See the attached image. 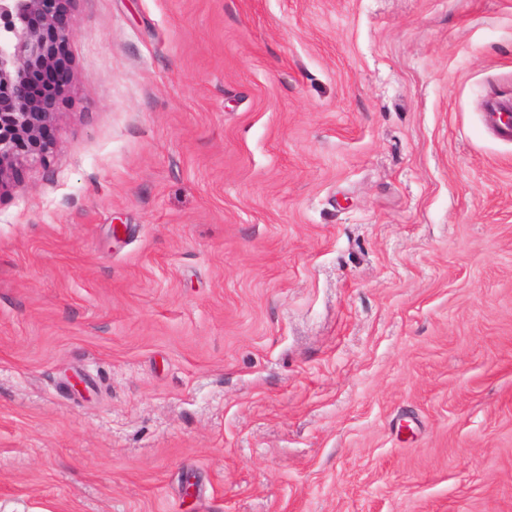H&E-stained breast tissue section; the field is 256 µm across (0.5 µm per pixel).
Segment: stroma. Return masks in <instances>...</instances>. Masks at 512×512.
Returning <instances> with one entry per match:
<instances>
[{"instance_id":"1","label":"stroma","mask_w":512,"mask_h":512,"mask_svg":"<svg viewBox=\"0 0 512 512\" xmlns=\"http://www.w3.org/2000/svg\"><path fill=\"white\" fill-rule=\"evenodd\" d=\"M0 195V512H512V0H74Z\"/></svg>"}]
</instances>
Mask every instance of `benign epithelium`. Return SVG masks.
Listing matches in <instances>:
<instances>
[{"mask_svg": "<svg viewBox=\"0 0 512 512\" xmlns=\"http://www.w3.org/2000/svg\"><path fill=\"white\" fill-rule=\"evenodd\" d=\"M71 0H0V194L22 164L46 163L47 127L69 82L62 25Z\"/></svg>", "mask_w": 512, "mask_h": 512, "instance_id": "7a95c632", "label": "benign epithelium"}]
</instances>
